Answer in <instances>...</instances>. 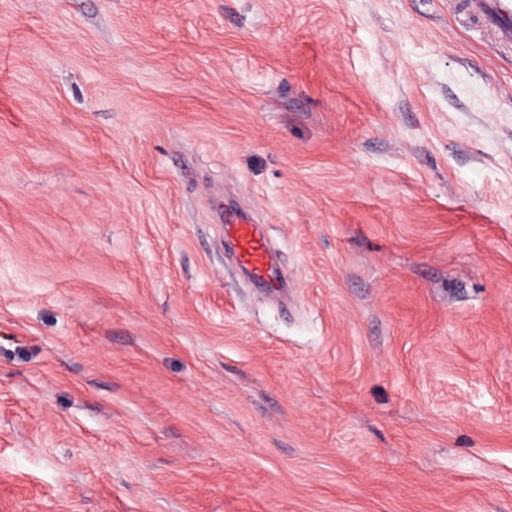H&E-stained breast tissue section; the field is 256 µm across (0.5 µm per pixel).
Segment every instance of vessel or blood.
I'll use <instances>...</instances> for the list:
<instances>
[{"label": "vessel or blood", "mask_w": 512, "mask_h": 512, "mask_svg": "<svg viewBox=\"0 0 512 512\" xmlns=\"http://www.w3.org/2000/svg\"><path fill=\"white\" fill-rule=\"evenodd\" d=\"M466 8L474 20L493 29L501 42H512V0H468ZM224 235L234 241L236 262L250 279L272 292L284 288L285 275L264 225L251 222L242 213L225 224Z\"/></svg>", "instance_id": "b4317fda"}]
</instances>
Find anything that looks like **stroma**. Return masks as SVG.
<instances>
[{"label":"stroma","mask_w":512,"mask_h":512,"mask_svg":"<svg viewBox=\"0 0 512 512\" xmlns=\"http://www.w3.org/2000/svg\"><path fill=\"white\" fill-rule=\"evenodd\" d=\"M0 512H512V48L460 0H0ZM224 224V237L234 241L238 266L255 283L269 291L284 288L285 275L278 266L264 225L250 221L244 213Z\"/></svg>","instance_id":"obj_1"}]
</instances>
